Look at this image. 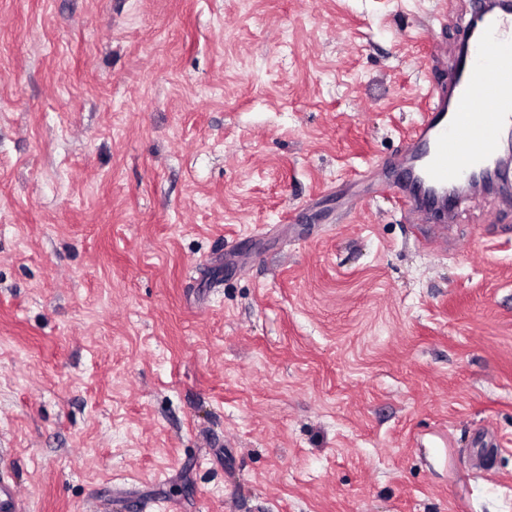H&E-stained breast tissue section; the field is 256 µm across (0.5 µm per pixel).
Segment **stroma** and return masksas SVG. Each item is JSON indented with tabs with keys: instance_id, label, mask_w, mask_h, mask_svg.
<instances>
[{
	"instance_id": "stroma-1",
	"label": "stroma",
	"mask_w": 512,
	"mask_h": 512,
	"mask_svg": "<svg viewBox=\"0 0 512 512\" xmlns=\"http://www.w3.org/2000/svg\"><path fill=\"white\" fill-rule=\"evenodd\" d=\"M440 10L0 0L23 512H512V201L412 224L380 191ZM487 433L484 430H476L471 442L474 448L472 466L482 472L490 470L497 459L500 448H489L490 443L486 441Z\"/></svg>"
}]
</instances>
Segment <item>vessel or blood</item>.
<instances>
[{"label":"vessel or blood","mask_w":512,"mask_h":512,"mask_svg":"<svg viewBox=\"0 0 512 512\" xmlns=\"http://www.w3.org/2000/svg\"><path fill=\"white\" fill-rule=\"evenodd\" d=\"M471 4L463 38L451 49L435 45L428 105L389 162L395 202L415 224L451 223L460 200L449 188L490 164L512 128V0ZM471 446L473 467L490 470L499 451L485 431L474 432Z\"/></svg>","instance_id":"obj_1"}]
</instances>
